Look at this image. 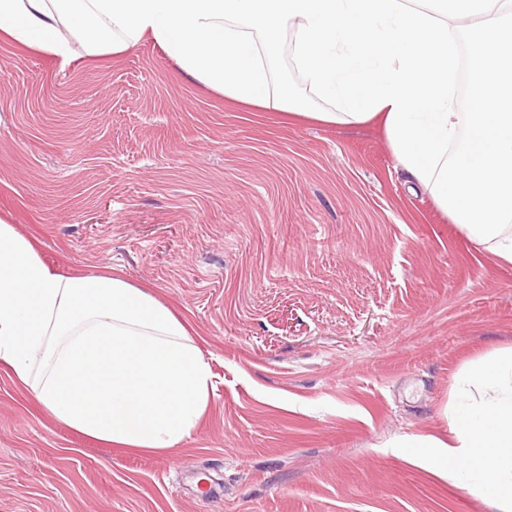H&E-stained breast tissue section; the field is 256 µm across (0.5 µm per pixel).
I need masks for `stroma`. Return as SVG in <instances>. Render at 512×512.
Listing matches in <instances>:
<instances>
[{
    "mask_svg": "<svg viewBox=\"0 0 512 512\" xmlns=\"http://www.w3.org/2000/svg\"><path fill=\"white\" fill-rule=\"evenodd\" d=\"M62 273L122 271L214 388L176 448L108 446L0 368V512H497L420 465L456 378L512 347V264L378 125L244 106L146 40L69 65L0 41V217Z\"/></svg>",
    "mask_w": 512,
    "mask_h": 512,
    "instance_id": "1",
    "label": "stroma"
}]
</instances>
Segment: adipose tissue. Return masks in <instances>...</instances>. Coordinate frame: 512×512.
I'll return each mask as SVG.
<instances>
[{
    "instance_id": "ef3b65f1",
    "label": "adipose tissue",
    "mask_w": 512,
    "mask_h": 512,
    "mask_svg": "<svg viewBox=\"0 0 512 512\" xmlns=\"http://www.w3.org/2000/svg\"><path fill=\"white\" fill-rule=\"evenodd\" d=\"M481 14L470 53L461 17ZM326 124L381 120L398 165L469 238L512 263V0H0V36L69 63L151 40L204 87L302 114L270 65L286 32ZM468 70L466 100L457 97ZM0 365L57 422L106 444L175 448L213 375L183 320L106 272L61 275L0 219ZM422 463L512 512V349L460 379Z\"/></svg>"
}]
</instances>
